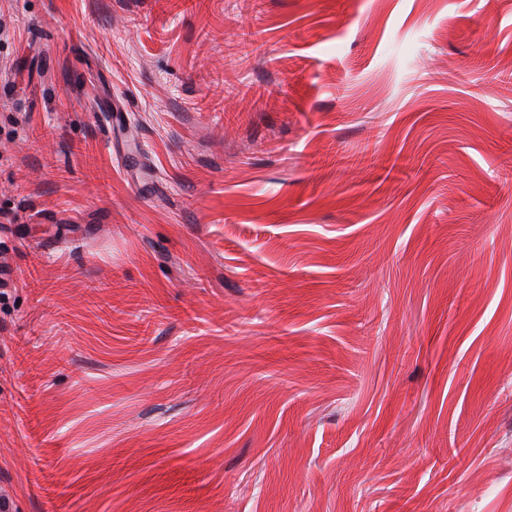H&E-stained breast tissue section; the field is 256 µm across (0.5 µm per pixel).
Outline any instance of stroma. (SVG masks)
<instances>
[{
  "instance_id": "obj_1",
  "label": "stroma",
  "mask_w": 512,
  "mask_h": 512,
  "mask_svg": "<svg viewBox=\"0 0 512 512\" xmlns=\"http://www.w3.org/2000/svg\"><path fill=\"white\" fill-rule=\"evenodd\" d=\"M0 289L8 512H512V0H0Z\"/></svg>"
}]
</instances>
